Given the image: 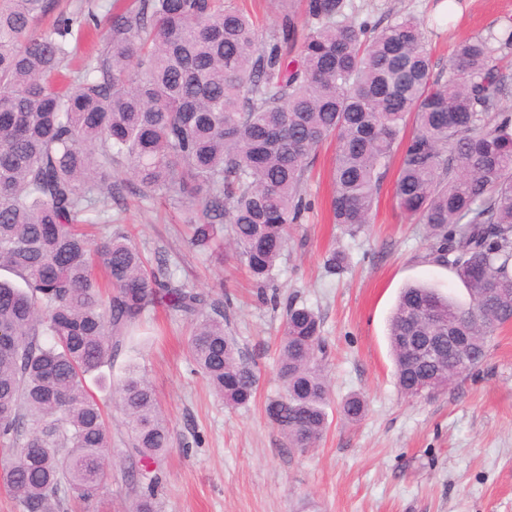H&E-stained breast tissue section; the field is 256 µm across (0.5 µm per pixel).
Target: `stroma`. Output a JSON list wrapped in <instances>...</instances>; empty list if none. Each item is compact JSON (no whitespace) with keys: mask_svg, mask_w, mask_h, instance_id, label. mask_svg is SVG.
Segmentation results:
<instances>
[{"mask_svg":"<svg viewBox=\"0 0 512 512\" xmlns=\"http://www.w3.org/2000/svg\"><path fill=\"white\" fill-rule=\"evenodd\" d=\"M257 20L262 38L291 16L297 37L311 21L300 0H236ZM355 23L384 27L399 17L422 22L434 72L447 70L456 43L512 27V0H345ZM335 143L324 144L307 174L309 203L293 225L272 281L280 297L293 296L322 320L325 373L330 385L329 428L318 447H289L264 405L282 391L277 346L285 312L263 302L233 252L223 258L189 247L178 235L187 212L173 201L138 196L126 169L116 177L124 199L97 219L96 236L128 230L148 258L168 256L173 282L207 293L259 383L248 406L228 408L184 349L192 324L164 309L146 312L129 352L112 366L120 377L135 364L149 381L168 422L171 450L154 469L160 512H512V325L498 330L486 359L429 397L398 387L390 356L389 318L400 289L421 282L468 302L463 284L428 256L423 225L397 205V166L375 194L370 224L348 233L333 224L330 202ZM347 255L345 268L327 273L331 251ZM357 393L366 402L360 421L339 412ZM112 481L77 512H129L135 498L126 481L125 429L110 413Z\"/></svg>","mask_w":512,"mask_h":512,"instance_id":"1","label":"stroma"}]
</instances>
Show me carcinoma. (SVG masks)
I'll use <instances>...</instances> for the list:
<instances>
[{
	"label": "carcinoma",
	"mask_w": 512,
	"mask_h": 512,
	"mask_svg": "<svg viewBox=\"0 0 512 512\" xmlns=\"http://www.w3.org/2000/svg\"><path fill=\"white\" fill-rule=\"evenodd\" d=\"M52 0H0V477L22 512H55L67 487L81 499L112 481L110 431L88 378L126 350L150 307L191 320L190 362L226 404L257 392L255 366L224 331L207 296L148 268L128 233L91 241L99 196L114 198L115 167L139 195L185 204L191 246L229 247L260 286L307 209L302 185L319 147L336 140L334 222L370 223L374 196L399 145L394 195L425 226L429 257L470 295L466 306L410 285L390 319L402 392L436 390L460 376L412 360L408 336H437L448 323L475 339V367L497 330L512 323V114L500 109L506 78L481 37L460 41L448 74L432 78L423 29L401 17L379 31L342 21L344 0H307L314 24L301 43L291 29L260 45L252 19L224 0H137L112 12L101 54L68 85L66 17L36 29ZM414 128L404 137L408 120ZM427 309L426 319L410 321ZM321 319L292 300L278 365L284 393L265 412L288 444L314 448L327 429L329 386ZM124 416L126 471L136 489L169 451L170 431L146 378L133 365L112 387ZM362 397L341 405L349 421ZM131 512H158L151 493Z\"/></svg>",
	"instance_id": "1"
}]
</instances>
